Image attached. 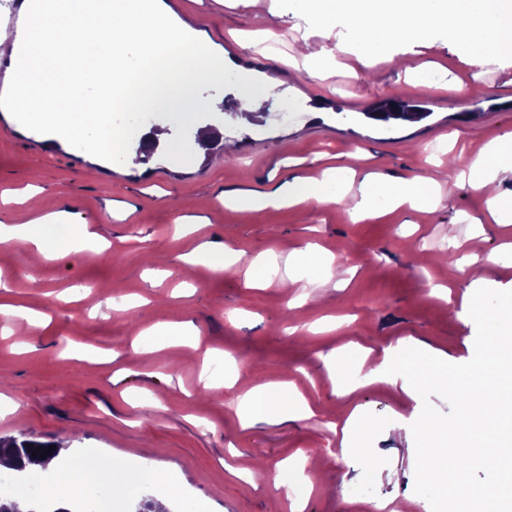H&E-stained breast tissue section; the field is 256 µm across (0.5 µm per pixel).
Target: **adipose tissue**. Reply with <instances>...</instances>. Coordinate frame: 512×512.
Wrapping results in <instances>:
<instances>
[{
  "instance_id": "1",
  "label": "adipose tissue",
  "mask_w": 512,
  "mask_h": 512,
  "mask_svg": "<svg viewBox=\"0 0 512 512\" xmlns=\"http://www.w3.org/2000/svg\"><path fill=\"white\" fill-rule=\"evenodd\" d=\"M316 26L334 18H348L362 51L357 61L370 68L385 61L395 67L405 64L398 55H385L391 42L409 43L442 27L452 34L462 60L476 73L504 61H512V0H306ZM12 44V66L21 77L11 97L0 100V110L20 113L25 124L69 138L91 126L95 136L89 144L102 156L119 146L124 134L111 121L116 112L135 111L173 99L181 117L191 123L197 114L222 110L223 101L203 96L196 88L219 80L224 74V55L195 35L183 30L162 0H111L103 13L79 15L58 7L35 13L27 31L0 28V44ZM279 86L271 76L247 82L236 111L228 113L231 125L247 122ZM468 186L485 197L495 223L512 224V201L498 191L500 174L512 172V131L491 141L483 154L468 165ZM430 180L401 178L390 181L366 176L358 193H334L326 180L300 178L268 194L245 192L231 197L239 209L264 206H305L324 203L346 205L356 217L372 216L377 198H385L388 211L430 202ZM69 212H53L42 219L16 226H0V248L29 242L44 255L61 252L45 227L68 222ZM214 270L246 264L248 282L254 287L269 283L273 255L245 259L243 253L214 246L200 253ZM239 408L246 421L308 419L309 406L297 405L284 386L259 387L243 395ZM72 450L60 446L47 468L55 477L43 487L46 497L66 501L83 491L96 477L99 465L88 461L70 466Z\"/></svg>"
}]
</instances>
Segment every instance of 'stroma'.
<instances>
[{
	"mask_svg": "<svg viewBox=\"0 0 512 512\" xmlns=\"http://www.w3.org/2000/svg\"><path fill=\"white\" fill-rule=\"evenodd\" d=\"M169 0L183 25L205 33L228 60L226 78L200 87L234 107L244 74L274 76L280 94L267 117L234 129L221 115L195 124L172 112H116L112 122L139 146L144 131L167 126L174 139L193 143L196 125L233 140V152L214 145L187 161L163 149L128 167L122 154L97 157L93 129L67 140L0 112V192H26L20 205L0 204V221L24 224L72 209L89 224L96 243L73 244L72 230L53 229L66 248L58 257L33 256L24 246L0 248V304L34 313L25 321L28 352L0 337V377L18 412L0 410V437L68 441L76 458H94L126 481L128 496L107 495L99 512H131L135 500L160 494L144 468L164 471L181 487L174 512H361L396 499L425 505L415 491L416 451L411 424L422 399L405 378L363 384L385 350L415 347L461 364L474 354L476 327L449 315L475 291L467 260L484 270L485 287L512 290V260L490 262L512 243V225L488 215L483 198L466 187L440 186L437 202L356 219L343 205L304 211L268 206L240 210L225 204L237 191L266 193L293 178H322L345 164L343 186L357 192L369 174L430 178L449 157H474L512 130V62L474 83L455 52L451 34L386 44L404 54L420 76L382 63L353 68L359 43L343 17L315 27L302 0ZM270 31L264 51L246 48L249 33ZM323 44L327 75L312 79L292 64L302 36ZM466 92H457V84ZM398 97L427 111L418 122L370 120ZM456 236V257L422 264L416 257L444 253ZM204 242L253 257L275 253L279 276L298 285L248 287L242 273L217 272L205 262L183 279L184 260ZM332 259L335 279L319 282L315 265L299 259L307 244ZM138 297L132 308L113 306L110 286ZM447 286L450 301L435 294ZM190 322L197 349L135 350L137 338L160 324ZM234 388H204L202 359ZM288 382L313 410L310 419L243 423L236 397L254 387ZM267 462L258 487L238 473Z\"/></svg>",
	"mask_w": 512,
	"mask_h": 512,
	"instance_id": "obj_1",
	"label": "stroma"
}]
</instances>
